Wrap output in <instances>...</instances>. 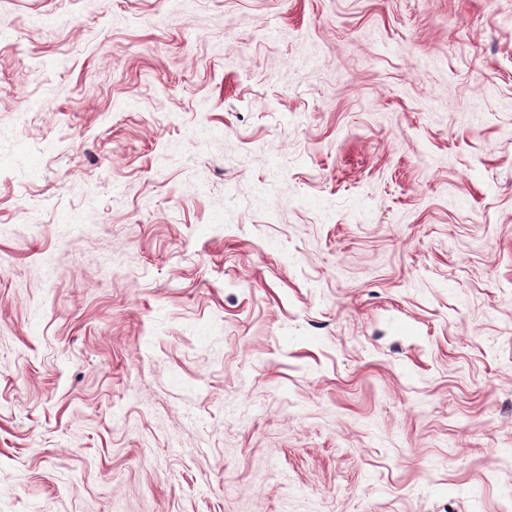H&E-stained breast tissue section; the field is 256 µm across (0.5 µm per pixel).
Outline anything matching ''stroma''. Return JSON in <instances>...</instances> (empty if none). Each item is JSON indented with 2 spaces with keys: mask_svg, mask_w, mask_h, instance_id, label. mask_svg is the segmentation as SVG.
<instances>
[{
  "mask_svg": "<svg viewBox=\"0 0 512 512\" xmlns=\"http://www.w3.org/2000/svg\"><path fill=\"white\" fill-rule=\"evenodd\" d=\"M0 512H512V0H0Z\"/></svg>",
  "mask_w": 512,
  "mask_h": 512,
  "instance_id": "stroma-1",
  "label": "stroma"
}]
</instances>
